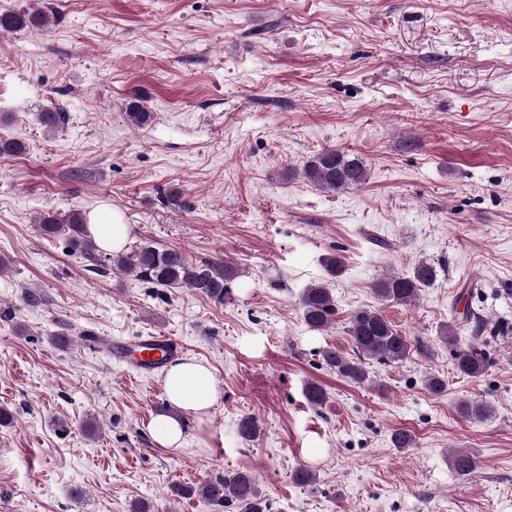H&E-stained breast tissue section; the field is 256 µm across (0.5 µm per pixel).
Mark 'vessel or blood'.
Here are the masks:
<instances>
[{"instance_id": "vessel-or-blood-1", "label": "vessel or blood", "mask_w": 512, "mask_h": 512, "mask_svg": "<svg viewBox=\"0 0 512 512\" xmlns=\"http://www.w3.org/2000/svg\"><path fill=\"white\" fill-rule=\"evenodd\" d=\"M91 343L139 376L152 374L160 362L172 361L179 354L173 338L161 334L141 336L132 341L95 336Z\"/></svg>"}]
</instances>
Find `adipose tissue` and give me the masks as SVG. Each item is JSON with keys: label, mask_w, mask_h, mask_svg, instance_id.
Instances as JSON below:
<instances>
[{"label": "adipose tissue", "mask_w": 512, "mask_h": 512, "mask_svg": "<svg viewBox=\"0 0 512 512\" xmlns=\"http://www.w3.org/2000/svg\"><path fill=\"white\" fill-rule=\"evenodd\" d=\"M164 391L170 404L199 415L209 412L219 399L209 366L188 357L175 361L167 368Z\"/></svg>", "instance_id": "1"}]
</instances>
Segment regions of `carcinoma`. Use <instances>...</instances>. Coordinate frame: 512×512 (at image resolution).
Instances as JSON below:
<instances>
[{"mask_svg":"<svg viewBox=\"0 0 512 512\" xmlns=\"http://www.w3.org/2000/svg\"><path fill=\"white\" fill-rule=\"evenodd\" d=\"M43 16L40 10L27 7L0 13V32H16L41 28ZM41 125L49 131L57 129L65 120L59 109L38 113ZM128 121L136 127H144L154 114L145 110L139 98L129 103ZM302 177L314 186L329 192L359 185L366 180L367 169L356 155L336 149H324L307 160L302 168ZM41 234L65 235L68 245L84 259L98 263L99 249L86 230V216L79 209L68 211L63 216L44 215L37 220ZM112 269L131 273L139 280L160 288H190L197 295L215 303L225 304L235 297L240 270L228 261H202L196 263L176 250L161 249L143 243L131 251L124 250L104 256ZM437 278L434 264L420 260L410 274H391L373 284V291L383 302L411 306L420 292L433 284ZM300 305L302 318L314 331L328 328L336 320V300L331 288L325 283H312L304 289ZM346 332L352 340L355 357L349 358L335 349L323 351L325 363L342 377L356 384L368 380V371L362 357H372L384 364L400 363L408 358L411 343L399 332L378 309L354 310L347 322ZM472 340L460 346L456 340L455 327L448 324L441 328L440 336L455 348L457 371L470 378L481 376L487 369V358L479 344V327L473 329ZM454 471L462 476L474 472L478 467L475 456L463 451L451 455ZM171 495L179 498L198 496L215 512H263L266 504L261 500L252 475L244 472H226L194 488L175 483Z\"/></svg>","mask_w":512,"mask_h":512,"instance_id":"cac0c4a2","label":"carcinoma"}]
</instances>
